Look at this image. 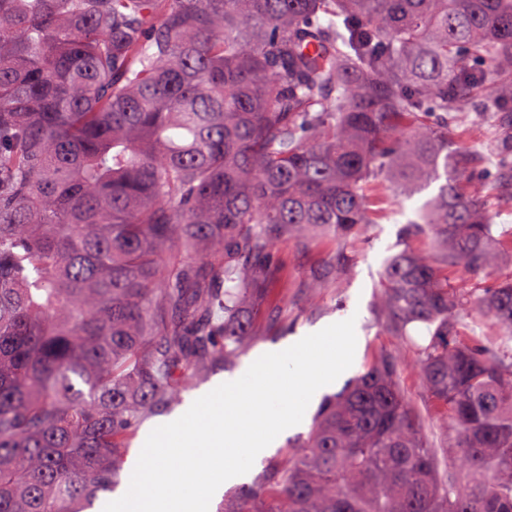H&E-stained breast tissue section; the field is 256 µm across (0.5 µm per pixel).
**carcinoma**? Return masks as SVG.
<instances>
[{
	"label": "carcinoma",
	"mask_w": 512,
	"mask_h": 512,
	"mask_svg": "<svg viewBox=\"0 0 512 512\" xmlns=\"http://www.w3.org/2000/svg\"><path fill=\"white\" fill-rule=\"evenodd\" d=\"M480 64L512 74V0H0V512L115 491L142 423L239 358L277 249L335 242L316 300L381 182L438 184L382 264L399 347L224 512H512V281L469 286L504 244L446 121L512 103ZM400 386L412 401L418 412L425 433L435 448H439L440 468L448 470V438L438 427L437 409L435 404L427 396L418 373L412 368H404L400 375Z\"/></svg>",
	"instance_id": "obj_1"
}]
</instances>
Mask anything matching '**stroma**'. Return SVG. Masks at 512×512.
<instances>
[{
    "instance_id": "35a3bbf8",
    "label": "stroma",
    "mask_w": 512,
    "mask_h": 512,
    "mask_svg": "<svg viewBox=\"0 0 512 512\" xmlns=\"http://www.w3.org/2000/svg\"><path fill=\"white\" fill-rule=\"evenodd\" d=\"M447 123L449 146H465L475 151L470 183L490 194L497 234L506 240L512 238V176L495 161L501 133L512 129V107L491 117L472 111L465 120L452 119ZM421 202L418 196L401 202L371 194L370 204L378 213L377 221L367 225L362 240L355 242L354 259L343 280L326 284L322 290V305L313 311L307 307L305 285L316 268L332 258L335 245L324 240L306 248L294 244L282 246L269 271L264 304L266 319L260 323L256 336L251 337L249 353L283 345L289 338L352 309L359 312L362 338L361 354L352 367L353 372L362 371L378 351L397 345V337L377 324L379 271L384 259L397 251L401 230L408 220L415 218ZM400 386L412 401L433 446L439 448L440 466H447L448 440L438 426L436 406L427 396L418 373L404 368Z\"/></svg>"
}]
</instances>
